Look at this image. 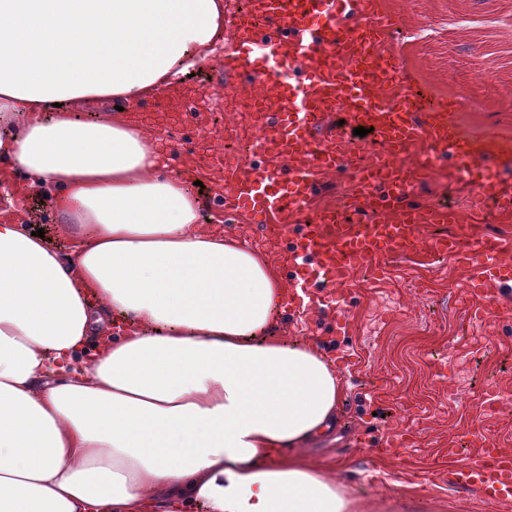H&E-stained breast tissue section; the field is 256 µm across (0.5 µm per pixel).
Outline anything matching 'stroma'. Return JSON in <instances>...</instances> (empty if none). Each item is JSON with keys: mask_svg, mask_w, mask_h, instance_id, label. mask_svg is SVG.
Returning a JSON list of instances; mask_svg holds the SVG:
<instances>
[{"mask_svg": "<svg viewBox=\"0 0 512 512\" xmlns=\"http://www.w3.org/2000/svg\"><path fill=\"white\" fill-rule=\"evenodd\" d=\"M380 13L396 25L382 46L401 69L397 92L418 93L425 102L460 100L452 115L467 137L512 150V0H376ZM221 53L198 69L189 100L207 109L230 148L255 134L239 110L237 90L221 85ZM146 121L161 131L173 153L190 151L202 161L186 171V184L202 182L201 222L269 250L255 224L227 214L205 158L213 137L191 131L181 114L142 105ZM411 178L414 199L426 207L453 211L450 224H424L422 250L391 257L386 278L371 269L353 273L339 305L348 323L336 334L332 311L322 306L296 309L275 323V336L309 342L330 361L350 353L338 373L343 385L332 436L309 443L304 452L318 466L339 469L348 491L371 503L401 493L422 500L425 512H512V501L484 500L478 492L448 485V468L474 462L481 436L512 451V300L497 297L474 318V301L462 287L464 273L435 247L444 237L460 240L512 239V218L497 216L456 177L453 160H436L427 144L400 157ZM22 215L30 230H43L54 249H67L58 218L44 195L29 193ZM413 432L405 458L382 452L394 434ZM457 455H449L451 445Z\"/></svg>", "mask_w": 512, "mask_h": 512, "instance_id": "1", "label": "stroma"}]
</instances>
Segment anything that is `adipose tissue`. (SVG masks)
<instances>
[{
	"mask_svg": "<svg viewBox=\"0 0 512 512\" xmlns=\"http://www.w3.org/2000/svg\"><path fill=\"white\" fill-rule=\"evenodd\" d=\"M223 41L224 0H0V158L70 244L0 217V512H370L300 453L343 390L285 280L134 117Z\"/></svg>",
	"mask_w": 512,
	"mask_h": 512,
	"instance_id": "1",
	"label": "adipose tissue"
}]
</instances>
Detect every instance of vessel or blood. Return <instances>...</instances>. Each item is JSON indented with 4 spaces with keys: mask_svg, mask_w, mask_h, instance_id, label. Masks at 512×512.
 I'll use <instances>...</instances> for the list:
<instances>
[{
    "mask_svg": "<svg viewBox=\"0 0 512 512\" xmlns=\"http://www.w3.org/2000/svg\"><path fill=\"white\" fill-rule=\"evenodd\" d=\"M391 25L373 0H250L248 9L230 18L223 73L243 92L259 133L246 166L225 165L220 202L225 212L283 232L289 304L321 303L325 292L365 262L380 268L393 256L418 252V225L452 222L448 208L413 202L411 181L394 163L420 143L476 175L481 198L499 214L512 213V183L498 175L502 156L462 138L451 119L456 102L423 112L413 96L392 95L400 71L382 48ZM159 106L203 124L202 114L177 88H167ZM336 110L347 126L372 129L387 160L354 164L336 135L324 131ZM344 169L358 187L346 213L327 210L303 223L320 175ZM438 249L463 267L462 286L474 298L512 287V265L499 260L512 243L483 241L465 251L446 238ZM450 480L489 499L511 498L512 453L482 441L477 460L454 467Z\"/></svg>",
    "mask_w": 512,
    "mask_h": 512,
    "instance_id": "obj_1",
    "label": "vessel or blood"
}]
</instances>
